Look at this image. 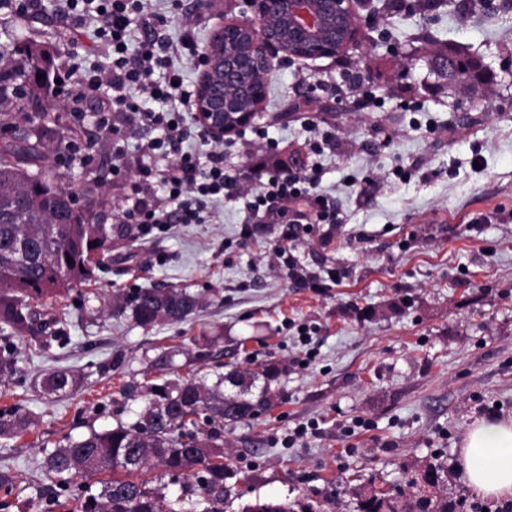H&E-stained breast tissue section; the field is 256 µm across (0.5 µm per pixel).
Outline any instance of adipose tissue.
<instances>
[{"label":"adipose tissue","instance_id":"obj_1","mask_svg":"<svg viewBox=\"0 0 512 512\" xmlns=\"http://www.w3.org/2000/svg\"><path fill=\"white\" fill-rule=\"evenodd\" d=\"M459 467L475 494L512 497V418L475 420L464 435Z\"/></svg>","mask_w":512,"mask_h":512}]
</instances>
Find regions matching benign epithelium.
<instances>
[{
    "label": "benign epithelium",
    "mask_w": 512,
    "mask_h": 512,
    "mask_svg": "<svg viewBox=\"0 0 512 512\" xmlns=\"http://www.w3.org/2000/svg\"><path fill=\"white\" fill-rule=\"evenodd\" d=\"M252 17L216 26L199 60L196 119L216 141L230 139L263 112L268 76L292 58L347 56L362 44L358 0H245ZM463 71L453 55L448 83L475 88L485 67Z\"/></svg>",
    "instance_id": "benign-epithelium-1"
}]
</instances>
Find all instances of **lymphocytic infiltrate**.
<instances>
[{
	"label": "lymphocytic infiltrate",
	"mask_w": 512,
	"mask_h": 512,
	"mask_svg": "<svg viewBox=\"0 0 512 512\" xmlns=\"http://www.w3.org/2000/svg\"><path fill=\"white\" fill-rule=\"evenodd\" d=\"M76 8L77 34L88 36L97 50L111 59L109 71L84 68L74 61L73 72L79 73L76 94L94 97L102 87H110L112 97L96 113L98 128L110 129L121 114L133 115L146 128L157 131V138L147 141L144 152L157 156L160 166L139 168V178L132 184V194L121 211L127 224L167 231L174 224H199L205 206L233 193L238 179L224 166L223 148H215L207 157L183 151V127L194 109L182 84L183 71L193 63L198 44L191 27H183L179 39L161 33L168 23L157 12L153 0H69ZM163 80H156V71ZM161 185L170 192L173 208L148 204L146 190ZM280 202L282 213L301 216L315 213L328 219V206L322 195L303 186L300 177L280 172L269 175L253 196V209Z\"/></svg>",
	"instance_id": "1"
}]
</instances>
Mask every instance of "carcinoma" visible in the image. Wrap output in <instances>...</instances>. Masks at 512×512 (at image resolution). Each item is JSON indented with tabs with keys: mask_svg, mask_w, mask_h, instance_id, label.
Instances as JSON below:
<instances>
[{
	"mask_svg": "<svg viewBox=\"0 0 512 512\" xmlns=\"http://www.w3.org/2000/svg\"><path fill=\"white\" fill-rule=\"evenodd\" d=\"M18 49L0 44V115L20 107L19 84L44 89L51 66L44 68L31 55L18 59ZM42 78H37V75ZM44 159L40 144L20 147L0 144V331L9 332L0 345V379L18 376L11 338L28 334L40 348L68 339L66 315L45 320L33 309L44 298L65 297L72 287L93 280L102 257L112 251V237L103 224H86L73 213L71 193L50 181L48 172L34 173ZM199 298L184 288H138L115 305L116 315L149 329L161 322L185 321ZM216 338L196 336L153 348L145 356L149 370L161 382L149 384L148 401L132 422L116 420L103 431L90 430L77 439L65 437L36 464L50 487L36 497L17 485L9 466L0 468V512H224L233 487L226 480L234 469L224 462V424L255 418L270 404L272 385L286 373L279 363H266L249 375L236 370L196 371L172 380L167 375L183 356L189 364L209 365ZM84 379L58 368L42 380L44 391L68 395ZM33 418L19 407L0 409V439L28 434ZM162 474L145 477L149 464ZM82 481H77V478ZM179 486L177 508L165 507L169 486ZM404 512H455L448 499L421 497L403 506ZM241 512H313L299 499L256 498ZM358 512H397L385 493L361 499Z\"/></svg>",
	"mask_w": 512,
	"mask_h": 512,
	"instance_id": "obj_1",
	"label": "carcinoma"
}]
</instances>
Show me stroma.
<instances>
[{"label":"stroma","instance_id":"stroma-1","mask_svg":"<svg viewBox=\"0 0 512 512\" xmlns=\"http://www.w3.org/2000/svg\"><path fill=\"white\" fill-rule=\"evenodd\" d=\"M404 0L363 10L365 39L346 60L295 59L269 76L265 110L224 144V164L247 169L267 143L333 208L332 224L296 223L278 206L251 213L246 198L209 203L202 224L112 237V268L78 286L66 303L69 339L39 352L16 337L21 377L0 383V409L34 415L30 434L0 440V465L20 486H40L36 462L65 435L135 419L153 379L145 349L213 336L214 363L253 372L286 363L269 409L224 428V455L246 477L227 512L255 497L307 498L322 512H357L361 494L404 491L429 461L444 467L449 500L472 502L458 468L462 436L475 419L512 417V9L502 0H445L427 15ZM64 0H34L25 11L0 9V42L47 51L58 73L70 69L62 47L78 41L88 65L108 68L88 38H75ZM182 0L179 37L191 22L206 46L223 18H247L244 0ZM480 58L486 80L466 90L449 84L440 59L449 48ZM363 78L364 108L345 96ZM60 96L27 102L15 125L51 130L54 183L77 196L94 223L120 228L132 176L115 172L113 146L140 165L156 164L141 146L154 133L117 116L99 130L94 112L110 96ZM330 131V150L314 155V129ZM81 145L75 159L65 147ZM296 256L297 281L279 257ZM176 286L196 294L186 321L152 329L111 314L137 288ZM122 356L119 375L98 364ZM56 367L85 375L76 393L43 394L38 382ZM138 387L125 396L122 386Z\"/></svg>","mask_w":512,"mask_h":512}]
</instances>
